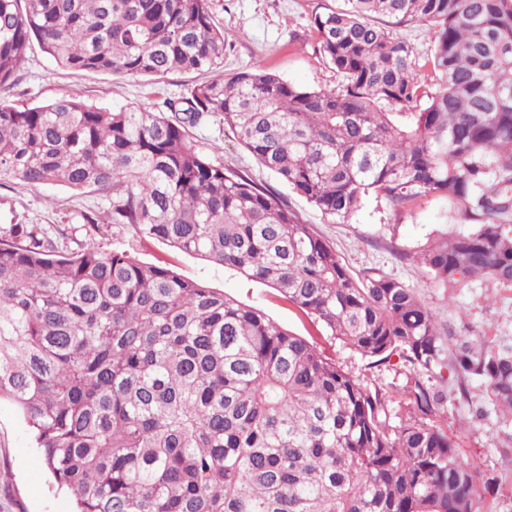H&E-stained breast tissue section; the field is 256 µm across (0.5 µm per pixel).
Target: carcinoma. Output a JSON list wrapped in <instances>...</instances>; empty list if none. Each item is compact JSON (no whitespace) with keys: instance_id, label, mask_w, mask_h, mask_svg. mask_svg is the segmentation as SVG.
I'll list each match as a JSON object with an SVG mask.
<instances>
[{"instance_id":"carcinoma-1","label":"carcinoma","mask_w":512,"mask_h":512,"mask_svg":"<svg viewBox=\"0 0 512 512\" xmlns=\"http://www.w3.org/2000/svg\"><path fill=\"white\" fill-rule=\"evenodd\" d=\"M210 0H0V93L32 45L58 66L123 78L197 73L164 110H108L64 95L0 96V185L112 197L86 223L131 224L275 289L370 361L396 356L485 384L512 420V342L443 337L426 302L380 273L356 276L287 201L198 150L218 117L323 216L349 222L372 194L403 208L448 197L473 229L425 247L438 281L512 288V0H342L312 15L341 81L224 76ZM434 32L436 85L381 23ZM313 343L205 283L94 245L66 253L41 224L0 227V399L17 406L74 512H480L477 466L431 422Z\"/></svg>"}]
</instances>
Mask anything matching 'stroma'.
<instances>
[{"instance_id": "1", "label": "stroma", "mask_w": 512, "mask_h": 512, "mask_svg": "<svg viewBox=\"0 0 512 512\" xmlns=\"http://www.w3.org/2000/svg\"><path fill=\"white\" fill-rule=\"evenodd\" d=\"M210 3L215 23L224 30L225 76L261 67L303 87L331 89L338 85L339 76L315 48L310 26L311 15L322 0ZM195 80L190 73L147 80L73 72L59 68L35 48L7 98L19 107L44 104L67 94L108 109L157 107ZM190 139L199 150L286 199L302 222L312 225L353 273L372 269L412 288L426 301L440 330L466 327L471 334L490 340H512V288L481 278L447 286L437 282L417 260L428 241L468 230L467 225L456 223L447 197L431 194L399 209L383 197L372 196L351 222L335 223L263 168L219 119L191 129ZM111 207V200L97 192L75 195L55 185L0 187V225L55 224L79 244H93L108 253L126 252L147 263L167 265L180 276L204 281L261 309L280 327L317 344L344 371L386 392L391 412L407 406L402 389L418 376L410 364L395 358L377 367L369 365L340 341L320 335L264 283L243 280L233 269L176 251L161 241L141 238L131 225L112 224L96 230L85 224V213ZM432 383L443 395L434 418L436 425L454 436L460 453L477 465L481 477L507 478L499 490L488 492L487 512H512V425H502L493 415L481 421L473 418L469 403L481 398V382L467 383L470 397L466 400L458 391L460 376L448 368L437 369ZM73 508L72 497L51 486L18 409L9 400H0V512H72Z\"/></svg>"}]
</instances>
